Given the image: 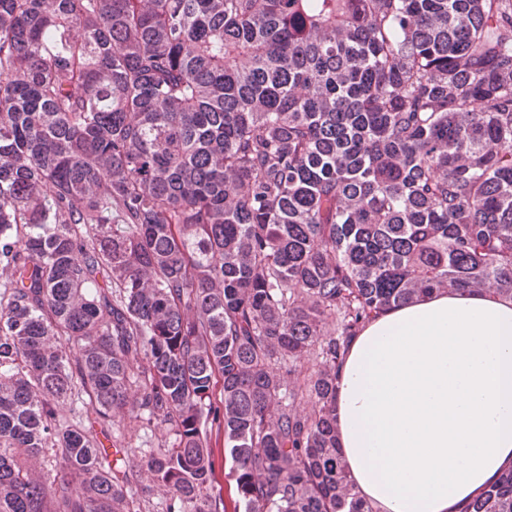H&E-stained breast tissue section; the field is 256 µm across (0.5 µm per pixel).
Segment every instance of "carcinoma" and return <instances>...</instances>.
Instances as JSON below:
<instances>
[{
    "instance_id": "carcinoma-1",
    "label": "carcinoma",
    "mask_w": 512,
    "mask_h": 512,
    "mask_svg": "<svg viewBox=\"0 0 512 512\" xmlns=\"http://www.w3.org/2000/svg\"><path fill=\"white\" fill-rule=\"evenodd\" d=\"M446 291L512 298V0H0V512H227L216 427L234 512H375L337 369ZM157 436H159V433L156 432V437L153 433L151 437V432L146 431L144 434L143 430H140V432H137V435L134 436L132 440V448H117L120 450V453L114 454L115 448H111L110 451L112 452V460L118 458L122 459L119 462V465L123 467V470L125 468V465L127 468L128 466L132 467L133 469L137 470V465L141 461V457H144L145 453H148L152 448H147L144 441L150 440L152 443L157 444ZM141 447V448H139ZM213 452L216 459L215 481L213 483L214 493L220 492L227 504V510L233 511L236 498L234 481L228 476L231 461L224 448V435L221 433L217 439L213 436Z\"/></svg>"
}]
</instances>
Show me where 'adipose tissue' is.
<instances>
[{"label":"adipose tissue","instance_id":"adipose-tissue-1","mask_svg":"<svg viewBox=\"0 0 512 512\" xmlns=\"http://www.w3.org/2000/svg\"><path fill=\"white\" fill-rule=\"evenodd\" d=\"M336 423L377 512H458L512 468V300L438 293L368 323L338 371Z\"/></svg>","mask_w":512,"mask_h":512}]
</instances>
